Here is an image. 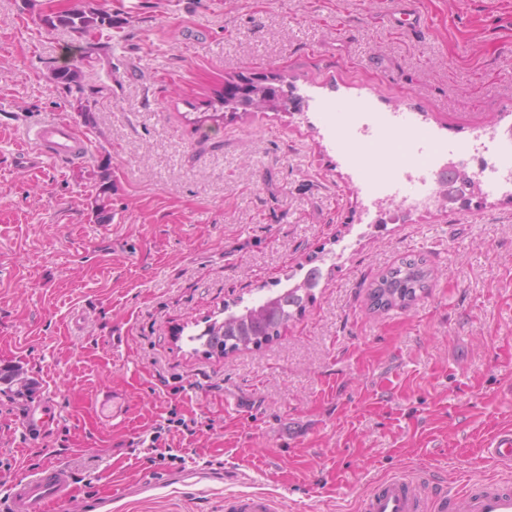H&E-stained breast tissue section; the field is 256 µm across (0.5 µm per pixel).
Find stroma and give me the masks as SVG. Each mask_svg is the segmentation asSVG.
<instances>
[{
    "mask_svg": "<svg viewBox=\"0 0 512 512\" xmlns=\"http://www.w3.org/2000/svg\"><path fill=\"white\" fill-rule=\"evenodd\" d=\"M77 4L0 0V370L27 385L0 381V502L49 461L71 494L48 512H224L244 493L360 512L401 472L512 483V463L484 453L512 430V191L380 208L341 137L362 110L444 145L511 127L512 0H416L418 37L393 0H95L103 32L44 25ZM67 63L80 88L54 80ZM259 76L297 110L210 120L215 91ZM51 117L87 139L83 162L18 166L25 129ZM410 255L434 271L427 290L372 310V283ZM313 267L318 286L271 342L192 343ZM112 390L113 426L92 405ZM47 401L55 422L26 437ZM179 418L202 426L135 447ZM167 451L178 462L157 464Z\"/></svg>",
    "mask_w": 512,
    "mask_h": 512,
    "instance_id": "obj_1",
    "label": "stroma"
}]
</instances>
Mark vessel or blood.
<instances>
[{"mask_svg":"<svg viewBox=\"0 0 512 512\" xmlns=\"http://www.w3.org/2000/svg\"><path fill=\"white\" fill-rule=\"evenodd\" d=\"M28 149L18 156L19 165L41 168L48 159H80L85 140L71 123L57 117L26 130ZM488 459L512 462V432L495 436L486 450ZM69 482L56 463L49 462L28 478L14 484L9 496V512H46V505L66 499ZM361 512H512V488L487 485L478 490L430 492L425 484L405 473L376 483L362 498ZM224 512H274L272 501L261 495L228 497Z\"/></svg>","mask_w":512,"mask_h":512,"instance_id":"obj_1","label":"vessel or blood"}]
</instances>
